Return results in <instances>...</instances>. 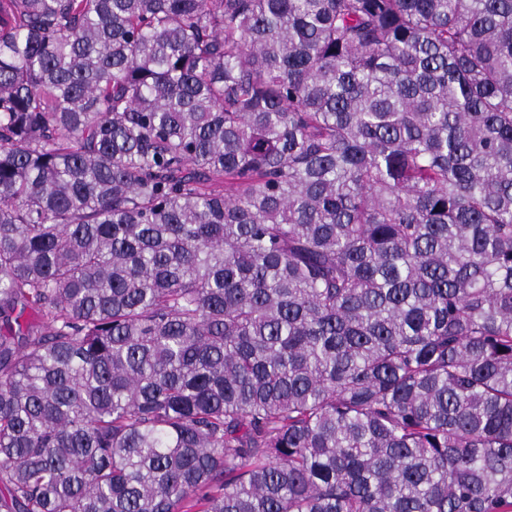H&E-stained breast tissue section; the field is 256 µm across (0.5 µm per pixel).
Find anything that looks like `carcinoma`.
I'll return each instance as SVG.
<instances>
[{
	"label": "carcinoma",
	"mask_w": 512,
	"mask_h": 512,
	"mask_svg": "<svg viewBox=\"0 0 512 512\" xmlns=\"http://www.w3.org/2000/svg\"><path fill=\"white\" fill-rule=\"evenodd\" d=\"M0 512H512V0H0Z\"/></svg>",
	"instance_id": "1"
}]
</instances>
